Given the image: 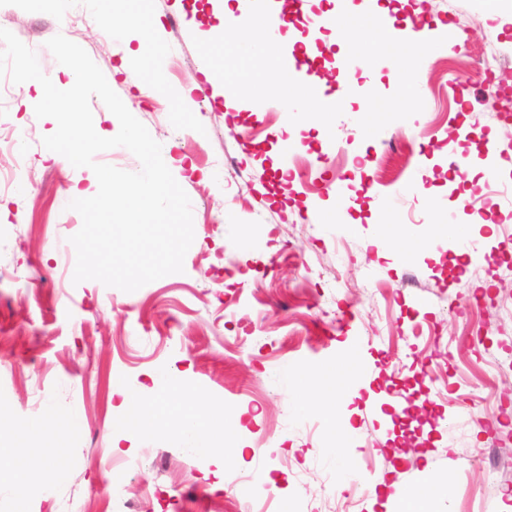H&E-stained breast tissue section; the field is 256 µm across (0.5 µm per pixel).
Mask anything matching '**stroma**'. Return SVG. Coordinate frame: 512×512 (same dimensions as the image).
I'll use <instances>...</instances> for the list:
<instances>
[{"label": "stroma", "instance_id": "stroma-1", "mask_svg": "<svg viewBox=\"0 0 512 512\" xmlns=\"http://www.w3.org/2000/svg\"><path fill=\"white\" fill-rule=\"evenodd\" d=\"M350 0L352 42L310 35L336 0H307L295 19L331 82L353 88L342 110L280 106L272 56L249 59L253 81L209 84L203 44L218 26L206 0H150L164 27V83L190 90L194 109L141 93L120 72L144 26L106 17L96 0H0V28L37 55L58 89L68 78L46 43L81 46L161 154L192 207L184 270L132 293L74 283L70 239L82 227L72 189L95 195L90 168L52 157L57 128L37 118L35 84L0 78V111L20 147L21 177L0 187V415L8 466L56 464L55 494H0V512H387L391 497L424 490L418 512H502L512 497V271L484 257L512 231V196L467 209L512 184L502 145L512 97L475 62L488 31L512 49V10L499 0H377L396 17L430 18L436 50L408 72L378 57ZM128 28L130 42L113 39ZM361 54L339 74L336 59ZM474 131L472 142L461 134ZM379 155L381 164L370 163ZM467 173L442 176L449 155ZM359 344L362 376L335 400L312 376L345 372ZM299 371L285 379V369ZM177 405L198 393L215 406L230 461L204 465L127 419L154 380ZM120 383L123 394L112 391ZM81 410L67 429L45 408ZM357 432L343 450L330 439ZM243 449V464L232 463ZM120 472L111 481L104 469ZM223 471L235 489L215 488Z\"/></svg>", "mask_w": 512, "mask_h": 512}]
</instances>
